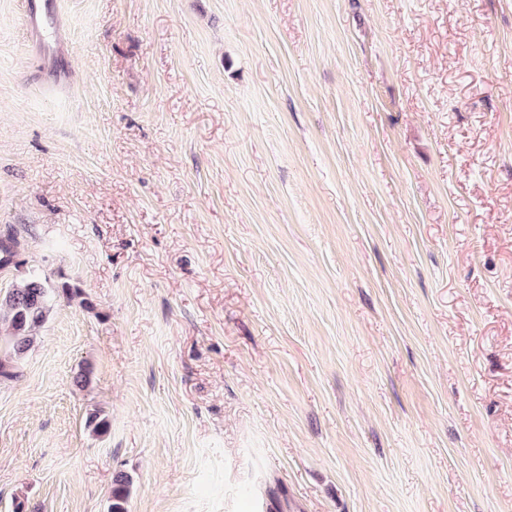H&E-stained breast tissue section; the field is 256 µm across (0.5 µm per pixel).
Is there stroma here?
Returning a JSON list of instances; mask_svg holds the SVG:
<instances>
[{
	"label": "stroma",
	"mask_w": 512,
	"mask_h": 512,
	"mask_svg": "<svg viewBox=\"0 0 512 512\" xmlns=\"http://www.w3.org/2000/svg\"><path fill=\"white\" fill-rule=\"evenodd\" d=\"M59 4L61 85L0 0V234L86 299L0 512H512V0ZM132 479L125 473H117L112 480L108 512H128Z\"/></svg>",
	"instance_id": "1"
}]
</instances>
